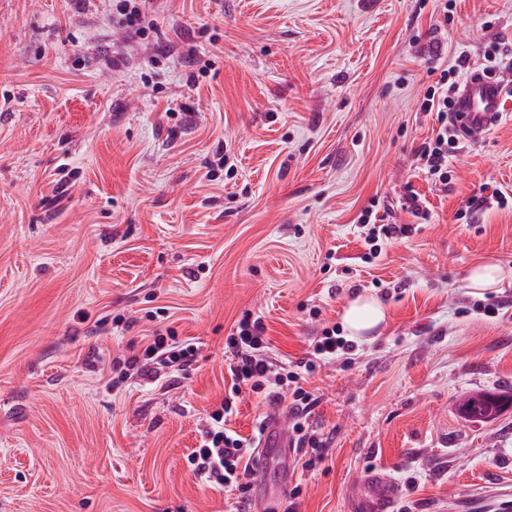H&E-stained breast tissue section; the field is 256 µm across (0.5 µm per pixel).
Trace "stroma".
Here are the masks:
<instances>
[{
	"mask_svg": "<svg viewBox=\"0 0 512 512\" xmlns=\"http://www.w3.org/2000/svg\"><path fill=\"white\" fill-rule=\"evenodd\" d=\"M111 9L0 0V512H230L186 460L230 384L225 336L254 313L295 363L364 293L385 322L303 383L323 456L291 478L271 458L266 494L348 512L376 468L393 512L512 504V405L461 410L512 396V97L447 184L414 157L435 69L512 54V0H149L145 39ZM486 186L508 205L465 222ZM413 192L428 218L404 210ZM375 201L413 232L373 258L358 218ZM488 258L511 275L473 293ZM165 327L197 363L113 385V359ZM269 414L288 400L245 392L228 426Z\"/></svg>",
	"mask_w": 512,
	"mask_h": 512,
	"instance_id": "obj_1",
	"label": "stroma"
}]
</instances>
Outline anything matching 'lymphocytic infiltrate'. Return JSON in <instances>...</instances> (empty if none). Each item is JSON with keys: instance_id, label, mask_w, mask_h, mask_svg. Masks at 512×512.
I'll return each instance as SVG.
<instances>
[{"instance_id": "obj_1", "label": "lymphocytic infiltrate", "mask_w": 512, "mask_h": 512, "mask_svg": "<svg viewBox=\"0 0 512 512\" xmlns=\"http://www.w3.org/2000/svg\"><path fill=\"white\" fill-rule=\"evenodd\" d=\"M462 74L458 65L442 70L436 85L426 90L420 103L421 111L435 113L438 126L429 140L418 148L417 156L423 160L428 173L443 182L448 179L449 161L459 145L457 134L448 131V112L460 88ZM347 347L346 339L332 326L323 329L314 339L308 358L277 364L269 356L263 319L250 312L244 313L224 342L231 374L229 395L200 426L199 446L188 456L196 481L212 489L238 492L234 512H248V479L256 464L254 451L260 437L255 434L244 438L226 426L235 398L245 391L269 401L290 396L296 447L303 453L322 450L323 445L309 421L316 400L301 387L300 380L318 363L336 358ZM198 356V346L179 339L176 331L167 327L154 332L143 352L115 360L113 367L120 377L152 384L174 378L179 371L192 366Z\"/></svg>"}]
</instances>
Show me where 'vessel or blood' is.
Instances as JSON below:
<instances>
[{"label":"vessel or blood","instance_id":"b4317fda","mask_svg":"<svg viewBox=\"0 0 512 512\" xmlns=\"http://www.w3.org/2000/svg\"><path fill=\"white\" fill-rule=\"evenodd\" d=\"M506 88L500 80L473 70L458 93L448 118L466 141H473L503 116ZM259 458L277 453L290 458L295 454L291 433L279 417H271L257 447ZM398 496L397 484L387 475L373 470L367 473L361 490L349 503L351 512H391Z\"/></svg>","mask_w":512,"mask_h":512}]
</instances>
